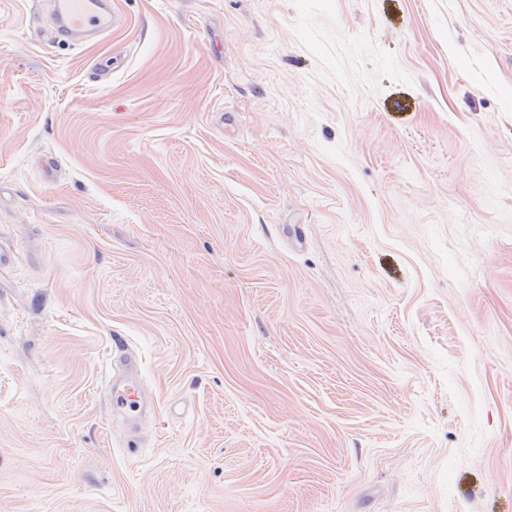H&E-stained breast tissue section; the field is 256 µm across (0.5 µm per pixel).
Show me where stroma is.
<instances>
[{
  "instance_id": "stroma-1",
  "label": "stroma",
  "mask_w": 512,
  "mask_h": 512,
  "mask_svg": "<svg viewBox=\"0 0 512 512\" xmlns=\"http://www.w3.org/2000/svg\"><path fill=\"white\" fill-rule=\"evenodd\" d=\"M48 3L0 0V512H512V0ZM55 26L49 37L57 44L76 45L100 38L118 20L112 0H52Z\"/></svg>"
}]
</instances>
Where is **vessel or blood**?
<instances>
[{"mask_svg": "<svg viewBox=\"0 0 512 512\" xmlns=\"http://www.w3.org/2000/svg\"><path fill=\"white\" fill-rule=\"evenodd\" d=\"M55 25L50 39L76 45L101 37L117 24L112 0H51Z\"/></svg>", "mask_w": 512, "mask_h": 512, "instance_id": "1", "label": "vessel or blood"}]
</instances>
